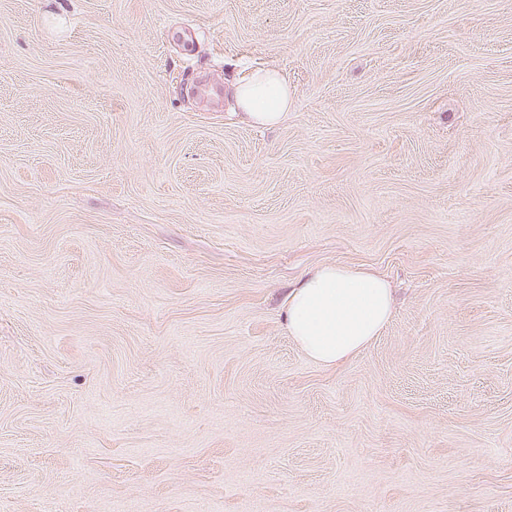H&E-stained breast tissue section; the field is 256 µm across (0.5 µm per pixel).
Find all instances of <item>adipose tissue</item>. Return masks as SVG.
Listing matches in <instances>:
<instances>
[{
  "label": "adipose tissue",
  "mask_w": 512,
  "mask_h": 512,
  "mask_svg": "<svg viewBox=\"0 0 512 512\" xmlns=\"http://www.w3.org/2000/svg\"><path fill=\"white\" fill-rule=\"evenodd\" d=\"M248 124L274 128L288 116L291 89L275 68L253 71L233 86ZM393 312L389 281L373 271L326 264L309 271L288 294L284 322L308 359L325 368L348 361L380 336Z\"/></svg>",
  "instance_id": "ef3b65f1"
}]
</instances>
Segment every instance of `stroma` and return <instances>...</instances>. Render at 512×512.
Listing matches in <instances>:
<instances>
[{
  "label": "stroma",
  "instance_id": "stroma-1",
  "mask_svg": "<svg viewBox=\"0 0 512 512\" xmlns=\"http://www.w3.org/2000/svg\"><path fill=\"white\" fill-rule=\"evenodd\" d=\"M0 512H512V0H0ZM233 97L243 121L269 129L288 117L291 89L281 71L265 68L252 71L234 84ZM392 312L393 290L386 278L326 264L309 271L288 293L284 322L308 359L335 368L380 336Z\"/></svg>",
  "mask_w": 512,
  "mask_h": 512
}]
</instances>
